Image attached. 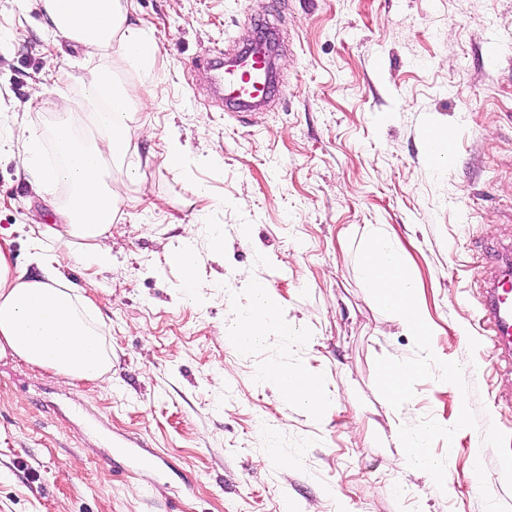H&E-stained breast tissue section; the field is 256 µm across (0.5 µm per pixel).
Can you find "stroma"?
I'll return each mask as SVG.
<instances>
[{
	"label": "stroma",
	"mask_w": 512,
	"mask_h": 512,
	"mask_svg": "<svg viewBox=\"0 0 512 512\" xmlns=\"http://www.w3.org/2000/svg\"><path fill=\"white\" fill-rule=\"evenodd\" d=\"M131 19L158 43L159 82L135 114L136 178L112 169L122 201L112 265L89 274L84 242L55 244L66 284L93 303L111 367L65 384L0 360V512H512V359L491 352L478 323L483 278L512 249V0H135ZM271 32L280 93L246 117L226 111L207 92L204 60ZM50 38L39 6L0 0V133L17 150L41 137L49 156L60 96L91 139L90 74L108 63L139 81L135 65L83 49L57 80ZM436 129L447 138L432 151ZM172 132L187 147L180 169L162 158ZM204 182L206 200L195 193ZM57 221L1 154L0 229L25 277L43 274L29 225ZM374 230L393 237L432 350L462 364L469 396L424 380L401 413L379 394L376 358L415 347L361 279L356 247ZM185 244L211 284L196 302L166 261ZM253 281L300 339L272 336L249 352L226 339ZM269 362L319 376L324 410L309 415L261 383ZM465 405L477 429L432 447L449 491L381 441L402 421L453 425ZM487 435L491 482L477 491L471 450ZM121 436L143 441L161 473L107 463Z\"/></svg>",
	"instance_id": "1"
}]
</instances>
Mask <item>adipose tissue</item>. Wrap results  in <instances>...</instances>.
<instances>
[{"label":"adipose tissue","mask_w":512,"mask_h":512,"mask_svg":"<svg viewBox=\"0 0 512 512\" xmlns=\"http://www.w3.org/2000/svg\"><path fill=\"white\" fill-rule=\"evenodd\" d=\"M40 6L56 49L48 58L50 66H58L66 49L81 46L138 65L141 77L134 86L119 81L108 65L92 73L84 91L97 130L91 144L77 135L69 106L56 104L59 119L53 138L62 156L57 168L45 166L37 138L16 155L17 169L44 196L54 197L62 187L68 188L69 194L58 211L63 228L39 224L30 231L34 257L49 271L46 279L29 280L16 273L11 243L0 239V358L10 355L50 368L66 383L95 381L110 366L101 332L88 318L89 300L75 294L55 272L61 256L47 248L44 240L65 234L86 241L79 256L85 268L111 265L107 232L121 204L110 184L112 165L124 161L132 150L133 114L142 103L141 89L158 80L154 67L157 43L151 33L131 22L134 0H41ZM247 292L246 306L232 312L225 327L226 335L240 350L256 349L271 335L298 337V328L280 317L265 284L251 283ZM259 373L262 380L275 383L285 398L308 413H320L327 403L321 379L309 372L267 363Z\"/></svg>","instance_id":"ef3b65f1"}]
</instances>
